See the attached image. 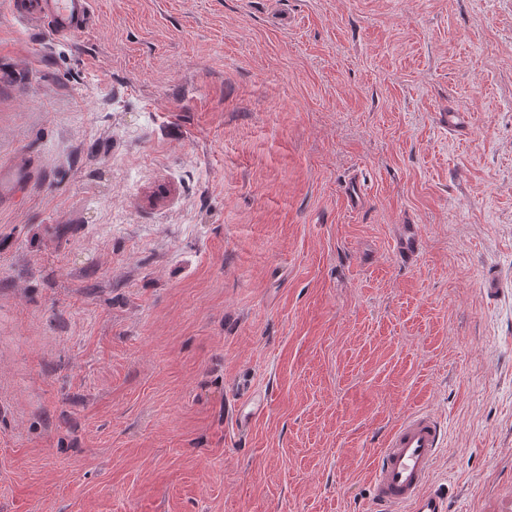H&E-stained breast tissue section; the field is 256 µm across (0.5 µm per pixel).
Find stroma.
<instances>
[{
  "instance_id": "stroma-1",
  "label": "stroma",
  "mask_w": 512,
  "mask_h": 512,
  "mask_svg": "<svg viewBox=\"0 0 512 512\" xmlns=\"http://www.w3.org/2000/svg\"><path fill=\"white\" fill-rule=\"evenodd\" d=\"M4 2L0 512H512V0ZM92 0H10L14 19L39 26L57 39L84 34L92 15ZM441 438L439 421L425 411L413 413L391 431L374 476V500L381 510L448 511V493L430 482Z\"/></svg>"
}]
</instances>
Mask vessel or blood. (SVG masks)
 Segmentation results:
<instances>
[{"instance_id": "obj_1", "label": "vessel or blood", "mask_w": 512, "mask_h": 512, "mask_svg": "<svg viewBox=\"0 0 512 512\" xmlns=\"http://www.w3.org/2000/svg\"><path fill=\"white\" fill-rule=\"evenodd\" d=\"M13 18L39 26L58 39L84 34L92 0H9ZM441 446V425L419 411L405 418L383 445L374 476L382 512H448V495L430 482Z\"/></svg>"}]
</instances>
